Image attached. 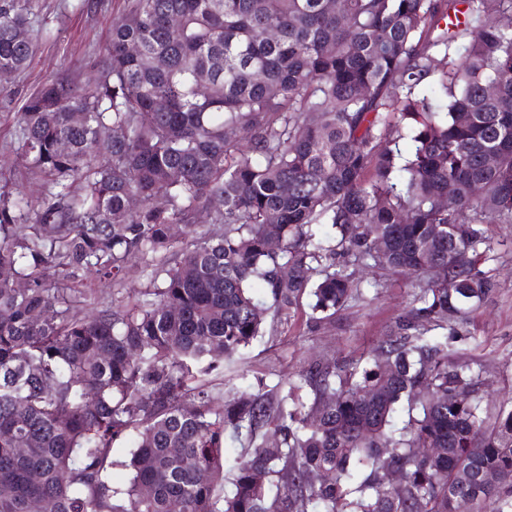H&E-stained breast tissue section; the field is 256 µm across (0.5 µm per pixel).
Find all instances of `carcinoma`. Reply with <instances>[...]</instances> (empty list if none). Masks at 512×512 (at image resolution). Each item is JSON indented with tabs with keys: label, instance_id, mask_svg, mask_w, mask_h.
I'll use <instances>...</instances> for the list:
<instances>
[{
	"label": "carcinoma",
	"instance_id": "carcinoma-1",
	"mask_svg": "<svg viewBox=\"0 0 512 512\" xmlns=\"http://www.w3.org/2000/svg\"><path fill=\"white\" fill-rule=\"evenodd\" d=\"M334 2L128 0L96 76L23 105L12 165L39 192L0 186V512H512V407L489 421L429 336L483 303L484 225L512 224V0ZM33 4L0 0L1 91ZM146 255L149 288L98 295ZM338 255L416 276L397 332L217 402L201 377L268 312L361 296Z\"/></svg>",
	"mask_w": 512,
	"mask_h": 512
}]
</instances>
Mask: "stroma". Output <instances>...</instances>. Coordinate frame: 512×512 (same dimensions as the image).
I'll use <instances>...</instances> for the list:
<instances>
[{"label":"stroma","mask_w":512,"mask_h":512,"mask_svg":"<svg viewBox=\"0 0 512 512\" xmlns=\"http://www.w3.org/2000/svg\"><path fill=\"white\" fill-rule=\"evenodd\" d=\"M125 0H36L30 34L36 52L0 94V157L10 155L17 140V115L25 100L47 79L68 71L79 82L95 71L98 50L109 39L112 19ZM487 232L497 256L496 286L486 302L466 320L444 329L448 358L480 370L481 393L496 405L512 404V224H491ZM377 288H364L331 318L313 317L309 298H301L288 321L270 322L263 336L225 362L213 378L217 392L263 379L274 385L297 374L311 359L327 357L350 364L395 330L410 308L416 283L388 271L377 275Z\"/></svg>","instance_id":"stroma-1"}]
</instances>
